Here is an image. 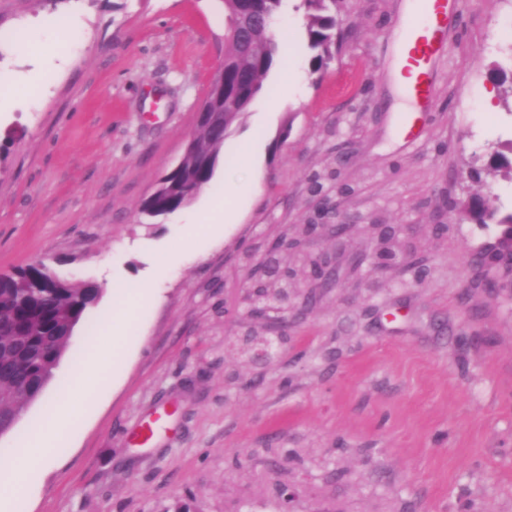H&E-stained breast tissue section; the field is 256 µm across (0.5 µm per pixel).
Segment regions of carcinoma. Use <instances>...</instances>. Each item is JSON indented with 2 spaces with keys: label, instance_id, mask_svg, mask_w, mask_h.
<instances>
[{
  "label": "carcinoma",
  "instance_id": "cac0c4a2",
  "mask_svg": "<svg viewBox=\"0 0 512 512\" xmlns=\"http://www.w3.org/2000/svg\"><path fill=\"white\" fill-rule=\"evenodd\" d=\"M283 0H224V97L208 95L205 111L220 112L197 124L191 150L180 167L163 177L164 189L144 201L142 211L173 213L190 203L213 179L224 141L263 88L279 54L281 39L272 27ZM343 0H303L306 43L312 71L335 57L342 41L336 12ZM476 224H496L512 247V212L498 216L483 197L459 205ZM100 289L91 282H72L41 261L10 275H0V428L10 431L17 414L53 378L76 326L97 303Z\"/></svg>",
  "mask_w": 512,
  "mask_h": 512
}]
</instances>
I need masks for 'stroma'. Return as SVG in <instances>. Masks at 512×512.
Here are the masks:
<instances>
[{"label": "stroma", "mask_w": 512, "mask_h": 512, "mask_svg": "<svg viewBox=\"0 0 512 512\" xmlns=\"http://www.w3.org/2000/svg\"><path fill=\"white\" fill-rule=\"evenodd\" d=\"M407 3L344 0L342 45L315 73L302 0H283L298 85L273 67L225 141L195 204L253 175L259 189L206 238L186 210L141 207L224 58L221 0H0V273L41 261L101 290L0 455L56 395L83 401L72 370L112 344L113 287L155 290L124 364L10 512H512V299L474 287L471 265L499 229L454 207L512 212V0H449L423 105L394 81ZM62 16L79 25L67 40H22ZM381 224L400 230L385 265ZM273 276L288 297L269 310L252 296ZM273 336L279 355L254 361Z\"/></svg>", "instance_id": "obj_1"}]
</instances>
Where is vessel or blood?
<instances>
[{"mask_svg":"<svg viewBox=\"0 0 512 512\" xmlns=\"http://www.w3.org/2000/svg\"><path fill=\"white\" fill-rule=\"evenodd\" d=\"M447 19V0H421L420 15L407 24L402 58L407 69L416 73L408 92L418 101H428L432 95L429 66L439 51Z\"/></svg>","mask_w":512,"mask_h":512,"instance_id":"vessel-or-blood-1","label":"vessel or blood"}]
</instances>
